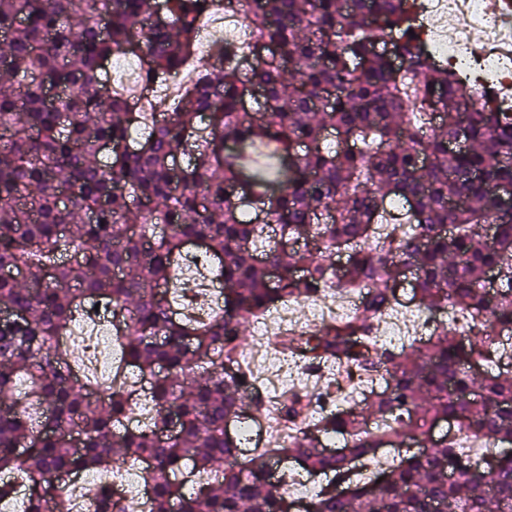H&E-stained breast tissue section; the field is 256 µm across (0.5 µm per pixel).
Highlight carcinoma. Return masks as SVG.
Segmentation results:
<instances>
[{
  "label": "carcinoma",
  "instance_id": "cac0c4a2",
  "mask_svg": "<svg viewBox=\"0 0 512 512\" xmlns=\"http://www.w3.org/2000/svg\"><path fill=\"white\" fill-rule=\"evenodd\" d=\"M253 2L250 42L199 61L168 111L139 112L108 77L112 55L143 60V80L165 87L212 0H0V307L11 312L0 500L24 486L23 512H67L57 474L149 459L148 512H289L294 499L264 471L276 454L336 482L307 499L310 512H512V360L500 341L512 331V198L497 192L512 184V106L431 62L416 0ZM392 196L409 209L382 236ZM189 244L209 255L223 306L203 310L182 287ZM400 260L417 267L416 306L449 317L421 346L375 336L398 303ZM325 290L356 294L358 312L275 343L304 367L383 370L391 391L307 417L291 443L237 461L226 421L266 408L239 367L248 329ZM95 305L112 316L106 385L81 372L71 342ZM132 371L151 408L128 429L143 392ZM303 414L298 397L281 404L287 421ZM435 420L492 442L493 462L470 464L446 438L363 478L319 451L338 436L369 461ZM89 494L100 512H127L107 485Z\"/></svg>",
  "mask_w": 512,
  "mask_h": 512
}]
</instances>
